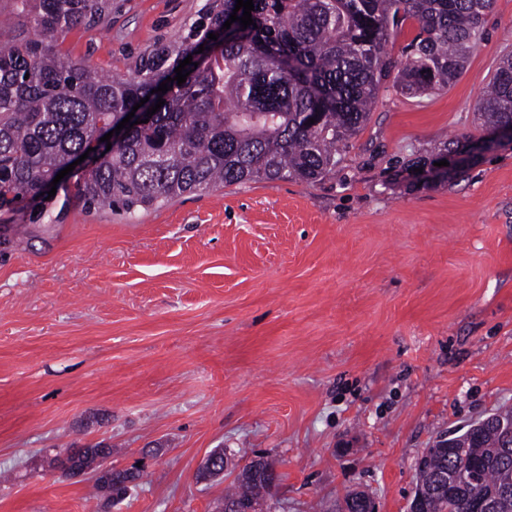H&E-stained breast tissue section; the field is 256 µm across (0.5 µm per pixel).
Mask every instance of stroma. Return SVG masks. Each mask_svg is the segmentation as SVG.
<instances>
[{
  "instance_id": "obj_1",
  "label": "stroma",
  "mask_w": 512,
  "mask_h": 512,
  "mask_svg": "<svg viewBox=\"0 0 512 512\" xmlns=\"http://www.w3.org/2000/svg\"><path fill=\"white\" fill-rule=\"evenodd\" d=\"M205 0H111L61 53L127 76ZM459 80L381 90L313 184L256 180L127 216L0 211V512H217L239 449L281 476L263 512H407L440 434L512 406V145L426 179L512 50L495 0ZM96 445L145 477L106 500L49 454ZM223 476L196 479L213 449Z\"/></svg>"
}]
</instances>
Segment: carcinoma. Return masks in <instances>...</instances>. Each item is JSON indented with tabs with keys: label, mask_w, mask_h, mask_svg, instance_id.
<instances>
[{
	"label": "carcinoma",
	"mask_w": 512,
	"mask_h": 512,
	"mask_svg": "<svg viewBox=\"0 0 512 512\" xmlns=\"http://www.w3.org/2000/svg\"><path fill=\"white\" fill-rule=\"evenodd\" d=\"M10 2L24 23L0 38V210L25 203L38 208L37 220L60 197L63 208L74 199L87 210L132 215L185 193L253 180L313 183L342 161L389 77L412 96L452 86L484 38L493 4L253 0V24L226 29L236 0H206L179 40L153 48L135 75L111 79L57 50L61 34L105 22L108 0ZM406 21L417 32L399 66L388 44ZM188 56L180 85L175 68ZM164 82L170 90L154 92ZM145 97L141 112L159 98L165 104L149 122L125 127L114 148L93 152L88 169L51 185L99 130L118 125ZM478 115L484 133L512 126L511 52L499 59ZM494 418L492 426L468 424L448 435V445L437 441L423 451L417 512H477L478 495L505 488L497 512H512V446L503 443L512 409ZM275 479L263 466L243 468L224 505L260 506Z\"/></svg>",
	"instance_id": "carcinoma-1"
}]
</instances>
